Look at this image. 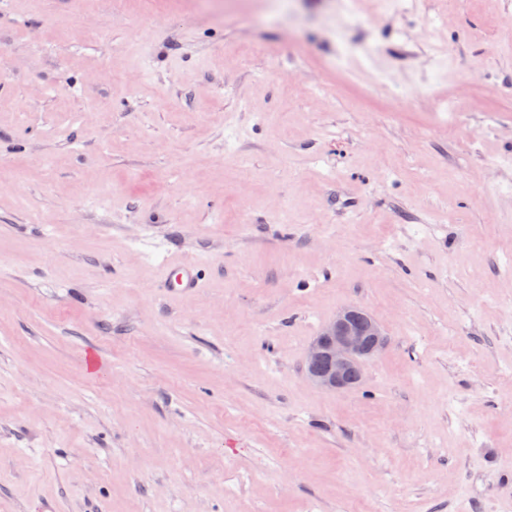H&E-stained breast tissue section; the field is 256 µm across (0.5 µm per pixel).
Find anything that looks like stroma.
<instances>
[{
  "instance_id": "obj_1",
  "label": "stroma",
  "mask_w": 512,
  "mask_h": 512,
  "mask_svg": "<svg viewBox=\"0 0 512 512\" xmlns=\"http://www.w3.org/2000/svg\"><path fill=\"white\" fill-rule=\"evenodd\" d=\"M0 71V512H512V0H8ZM161 280L174 293L193 292L202 288L197 267L179 260H171L164 265ZM387 344L381 324L357 306L340 308L311 342L305 361V377L328 391L356 387L368 360Z\"/></svg>"
}]
</instances>
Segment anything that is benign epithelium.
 Returning <instances> with one entry per match:
<instances>
[{
    "label": "benign epithelium",
    "mask_w": 512,
    "mask_h": 512,
    "mask_svg": "<svg viewBox=\"0 0 512 512\" xmlns=\"http://www.w3.org/2000/svg\"><path fill=\"white\" fill-rule=\"evenodd\" d=\"M387 344L381 324L357 306L339 309L311 342L305 361V377L328 391L356 387L368 360Z\"/></svg>",
    "instance_id": "obj_1"
}]
</instances>
